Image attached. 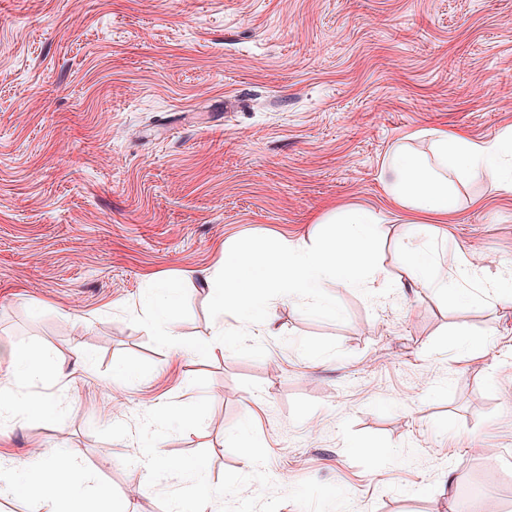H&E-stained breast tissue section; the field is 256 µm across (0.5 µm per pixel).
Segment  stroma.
<instances>
[{
    "label": "stroma",
    "instance_id": "1",
    "mask_svg": "<svg viewBox=\"0 0 512 512\" xmlns=\"http://www.w3.org/2000/svg\"><path fill=\"white\" fill-rule=\"evenodd\" d=\"M508 82L512 0H0V339L49 352L58 385L14 389L61 402L48 423L0 418V458L48 449L127 512H163L158 491L179 481L147 488L135 430L205 396L203 427L163 446L208 451L210 483L252 472L227 444L248 418L279 491L315 479L351 512H512V303H455L402 263L425 225L439 275L483 297L512 270V193L472 179L433 224L381 175L398 142L431 157L433 130L512 132ZM356 207L381 215L379 267L401 286L371 299L328 282L345 321L276 297L246 327L260 359L159 348L130 322L150 284L178 278V334L213 337L212 278L234 242H308ZM457 332L486 344L457 354Z\"/></svg>",
    "mask_w": 512,
    "mask_h": 512
}]
</instances>
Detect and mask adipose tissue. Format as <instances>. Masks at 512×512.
I'll use <instances>...</instances> for the list:
<instances>
[{
    "label": "adipose tissue",
    "mask_w": 512,
    "mask_h": 512,
    "mask_svg": "<svg viewBox=\"0 0 512 512\" xmlns=\"http://www.w3.org/2000/svg\"><path fill=\"white\" fill-rule=\"evenodd\" d=\"M434 140L436 164L423 162L403 145L396 147L387 160L392 179L387 182L386 190L402 207L438 221L447 220L459 205L456 183L482 176L512 193V133L493 141H482L442 132L435 134ZM404 263L409 280L422 285L436 284L446 290L449 297L470 302V295L458 288L455 281L438 278L436 262L430 254L407 250ZM7 351L8 365L0 368V410L48 419L53 413V404L46 397L18 396L10 389L30 367L46 362V352L14 344L8 345ZM42 459L37 473H30L29 463L23 459L13 460V470L25 476L24 490L40 501L42 512H59L62 495H79L89 478L78 461L62 459L48 451Z\"/></svg>",
    "instance_id": "ef3b65f1"
}]
</instances>
